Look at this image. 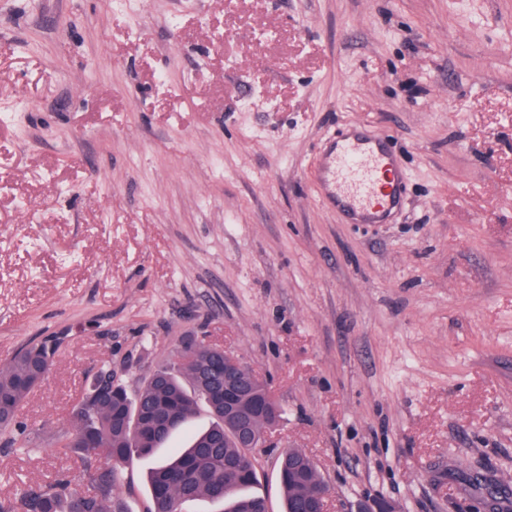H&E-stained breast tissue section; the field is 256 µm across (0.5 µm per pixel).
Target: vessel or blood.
<instances>
[{
    "instance_id": "b4317fda",
    "label": "vessel or blood",
    "mask_w": 512,
    "mask_h": 512,
    "mask_svg": "<svg viewBox=\"0 0 512 512\" xmlns=\"http://www.w3.org/2000/svg\"><path fill=\"white\" fill-rule=\"evenodd\" d=\"M402 182L385 140L358 132L338 138L320 169L323 199L363 224L383 223L399 206Z\"/></svg>"
}]
</instances>
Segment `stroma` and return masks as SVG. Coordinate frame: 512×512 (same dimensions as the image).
Here are the masks:
<instances>
[{"label":"stroma","instance_id":"35a3bbf8","mask_svg":"<svg viewBox=\"0 0 512 512\" xmlns=\"http://www.w3.org/2000/svg\"><path fill=\"white\" fill-rule=\"evenodd\" d=\"M389 134L403 205L320 197L331 141ZM62 337L0 448V503L87 377L129 387L195 336L283 409L334 512L512 503V0H0V364Z\"/></svg>","mask_w":512,"mask_h":512}]
</instances>
